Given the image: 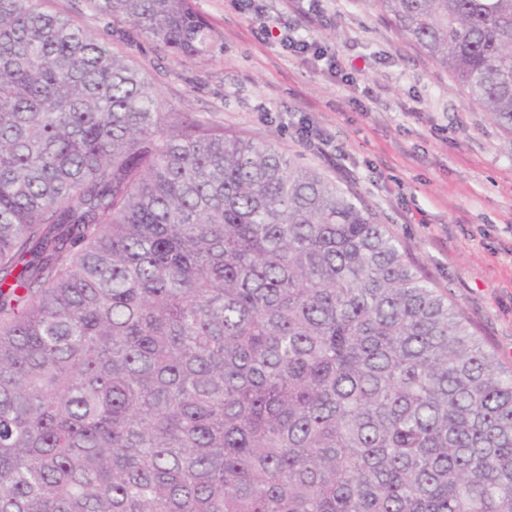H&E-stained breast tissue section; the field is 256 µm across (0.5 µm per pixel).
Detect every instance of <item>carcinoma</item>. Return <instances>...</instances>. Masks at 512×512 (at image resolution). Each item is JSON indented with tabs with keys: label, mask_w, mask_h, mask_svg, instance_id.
Wrapping results in <instances>:
<instances>
[{
	"label": "carcinoma",
	"mask_w": 512,
	"mask_h": 512,
	"mask_svg": "<svg viewBox=\"0 0 512 512\" xmlns=\"http://www.w3.org/2000/svg\"><path fill=\"white\" fill-rule=\"evenodd\" d=\"M377 4L512 137V0ZM0 512H512V369L364 202L0 0Z\"/></svg>",
	"instance_id": "1"
}]
</instances>
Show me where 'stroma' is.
<instances>
[{"label": "stroma", "instance_id": "35a3bbf8", "mask_svg": "<svg viewBox=\"0 0 512 512\" xmlns=\"http://www.w3.org/2000/svg\"><path fill=\"white\" fill-rule=\"evenodd\" d=\"M196 3L214 44L195 60L95 16L85 0L45 7L109 41L166 106L272 143L367 204L512 368V139L395 33L374 0H263L266 16L287 13L298 35L353 65L351 84L316 52L265 39L235 0Z\"/></svg>", "mask_w": 512, "mask_h": 512}]
</instances>
